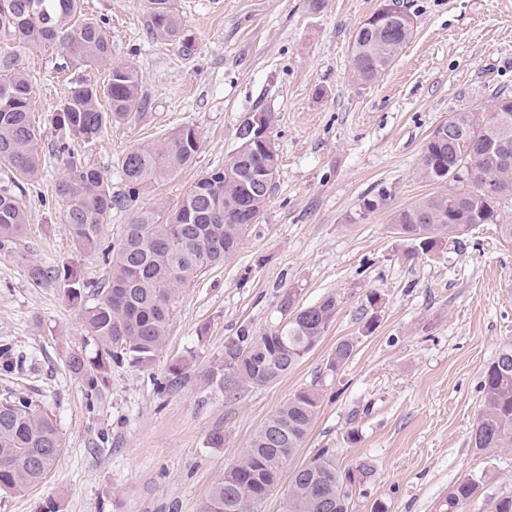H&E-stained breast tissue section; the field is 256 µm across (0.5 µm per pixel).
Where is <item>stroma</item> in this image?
<instances>
[{"instance_id":"1","label":"stroma","mask_w":512,"mask_h":512,"mask_svg":"<svg viewBox=\"0 0 512 512\" xmlns=\"http://www.w3.org/2000/svg\"><path fill=\"white\" fill-rule=\"evenodd\" d=\"M414 32L379 79L351 77L353 35L379 0H174L197 50L148 34L146 0H83L84 17L103 21L112 59L134 64L151 106L76 147L100 169L113 194L125 193V154L141 143L193 128L191 167L114 209L101 226L117 242L136 208L175 207L194 180L223 168L254 112L274 113L280 172L267 206L236 254L180 289L170 335L152 369L113 366L109 384L88 402L67 360L83 345L82 308L62 290L30 283L31 262L73 266L101 280V255L76 249L54 186L62 160L46 157L20 203L29 222L0 251V346L26 355L22 373L0 371L5 391L39 401L57 421L63 449L43 483L0 495V512H204L215 484L249 447L268 416L298 391L322 384L324 398L302 448L256 512H285L293 470L329 449L340 467L369 464L372 475L351 512H438L454 484L477 475L465 512H490L512 495V448L481 452L472 441L483 403L481 382L512 345V199L498 224L475 227L462 242L412 253L397 237L396 210L446 191L420 173L428 136L455 113L512 96V0H400ZM64 54L46 47L23 65L32 114L45 139L57 136L66 88ZM384 194L365 213L364 197ZM382 298L372 330L363 308ZM305 308L333 295L335 321L285 376L234 393L208 382L225 342L258 336L284 321L281 302ZM356 351L333 377L337 343ZM182 365L172 375V365ZM221 431L224 445L210 447Z\"/></svg>"}]
</instances>
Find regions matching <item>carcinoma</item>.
Here are the masks:
<instances>
[{"mask_svg": "<svg viewBox=\"0 0 512 512\" xmlns=\"http://www.w3.org/2000/svg\"><path fill=\"white\" fill-rule=\"evenodd\" d=\"M149 34L194 55V39L186 33L172 0H148ZM81 0H0V160L13 169L12 186L0 188V250L12 248L29 222L19 202L25 184L40 175L43 157H65L66 173L55 184L62 219L84 252H101L108 275L92 284L68 266L48 268L31 263L28 278L37 286L53 285L82 303L91 289L94 303L84 307L87 351L68 356L71 372L96 397L108 384L112 364L148 370L165 346L179 290L199 273L224 264L240 248L246 221L264 210L280 169L279 154H269L254 141L239 150L224 168L200 175L171 211L142 208L124 225L117 243L102 246L101 224L114 208L126 207L147 190L191 166L199 144L195 131L183 128L129 151L121 163L127 192L112 194L100 170L74 160L70 142L91 144L103 129L126 120L148 106L143 78L131 64L112 62L105 28L93 19L77 21ZM413 34L399 23L373 27L361 24L352 42L351 71L371 82L387 71ZM46 46L61 48L66 58L59 72L85 67L107 70L100 84L82 75L67 80L56 122L64 137L45 142L30 120L31 86L21 59ZM453 141L434 130L424 144L421 174L429 182L449 181L456 165L472 169L470 182H454L446 193L424 197L399 209L394 227L415 229L423 212L430 223L425 251L445 241L459 242L476 224H498V209L512 198V121L490 129L480 111L467 110L449 119ZM457 210L462 224L448 223ZM339 302L329 295L299 309L296 319L252 336L246 329L229 339L224 358L209 380L226 390L241 385L266 386L280 379L312 351L336 319ZM356 344L342 340L326 365L333 376L353 356ZM483 405L473 434L474 446L512 447V348H504L484 373ZM323 386L296 393L264 422L239 461L224 473L211 492L205 512H253L278 483L286 459L305 442L321 407ZM62 451V437L53 415L36 400L6 392L0 397V491L21 492L44 481ZM371 469H342L324 449L294 470L285 512H348L357 489ZM481 480L467 476L457 482L439 512H462L479 491Z\"/></svg>", "mask_w": 512, "mask_h": 512, "instance_id": "obj_1", "label": "carcinoma"}]
</instances>
